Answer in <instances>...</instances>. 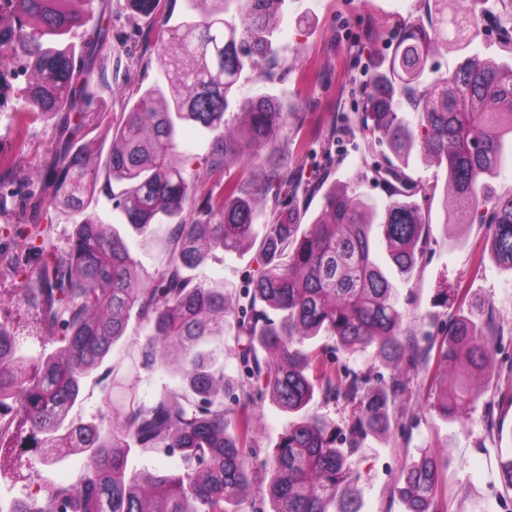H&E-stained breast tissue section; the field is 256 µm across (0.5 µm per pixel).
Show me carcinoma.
Here are the masks:
<instances>
[{
	"label": "carcinoma",
	"mask_w": 512,
	"mask_h": 512,
	"mask_svg": "<svg viewBox=\"0 0 512 512\" xmlns=\"http://www.w3.org/2000/svg\"><path fill=\"white\" fill-rule=\"evenodd\" d=\"M7 2L17 23L0 29V98L12 97L14 112L57 120L61 157L45 176L51 192L37 190L31 219L43 261L35 286L20 289L17 300L39 310L46 339L61 346L33 357L0 323V454L33 439L49 467L75 450L87 455L69 482L46 484L41 512H235L261 470L271 474L268 499L252 512H266L267 501L271 512H361L349 459L366 436L390 428L403 383L396 374L375 385L356 373L342 376L314 340L327 336L347 353L371 347L377 361L397 370L427 372L432 360L459 364V378L443 380L430 404L446 420L472 401L469 385L489 372L496 331L489 319L463 311L467 294L454 291L462 312L441 339L421 348L403 327L389 272L410 277L429 234L417 198L430 199L437 186L407 173L413 152L445 170L447 221L489 225L486 249L512 271V193L491 191L504 152L512 151V64L474 52L445 73L429 65L440 48L471 46L488 22L512 55V0H425L424 16L398 32L394 55L372 65L353 120L395 157L375 170L387 188L384 208L370 203L357 180H321V212L306 228L297 200L308 188L292 183L278 99L235 96L244 72L272 76L278 49L271 19L288 0H184L175 23L162 0H126L131 11L158 20V77L118 123L89 110L109 87L96 68L112 49L104 12L87 15L89 0ZM17 59L32 75L22 87L10 80ZM408 101L422 112L416 127L404 115ZM190 123L209 143L202 176H187L179 160L180 134ZM92 133L111 140L103 158L86 149ZM237 160L246 161L240 176L222 180ZM212 180L215 187L204 190ZM102 196L137 234L165 226L163 261L149 284L124 235L99 215ZM258 196L270 200L268 212L258 209ZM58 209L73 224L63 249L40 227ZM376 230L386 244L384 264L372 249ZM254 243L262 267L234 307L224 283L199 270L218 249L239 252ZM230 318L243 371L237 382L224 375L219 340ZM132 319L143 341L130 365L103 376L110 383L101 400L111 416L69 418ZM139 369L171 382L146 400L128 383ZM232 388L229 407L224 393ZM317 396L345 403L341 431L306 415ZM266 397L293 420L261 460L250 408ZM169 450L179 456L174 472L129 466L137 452ZM446 468L428 452L403 467L405 512H440Z\"/></svg>",
	"instance_id": "1"
}]
</instances>
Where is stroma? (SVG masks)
Listing matches in <instances>:
<instances>
[{
    "label": "stroma",
    "instance_id": "obj_1",
    "mask_svg": "<svg viewBox=\"0 0 512 512\" xmlns=\"http://www.w3.org/2000/svg\"><path fill=\"white\" fill-rule=\"evenodd\" d=\"M112 14V52L98 59L112 90L93 104L94 110L119 117L137 87L157 76L153 41L155 24L126 8L125 0H101ZM424 12V0H288L278 22L279 58L272 78H241L236 96H277L288 114L291 170L303 181L327 178L346 181L363 174L362 190L374 205L386 194L373 179L375 166L386 164V145L368 142L359 131L335 135L349 123L348 89L358 69L374 58L391 56L395 33ZM58 134L51 120L0 112V162L11 171L8 192L0 194V249L17 252L15 266L0 268V322L13 327L23 349L38 354L48 344L35 308L17 305L14 295L35 278L39 253L15 241L25 223L34 186L55 162ZM430 221L424 255L411 279L395 278L404 327L420 345L440 337L458 311L456 303L436 305L438 289L460 288L477 312L491 315L498 331L492 347V369L474 383V403L458 419L444 420L430 408L435 377L455 378L450 364L431 373L405 372L404 391L392 407V425L382 435L367 436L351 468L360 492L361 512H404L396 482L405 461L428 448L445 458L448 468L440 498L446 512H505L512 491L499 475V457L512 453V273L484 247V224H445L442 194L423 205ZM257 248L216 253L202 274L243 293L258 271ZM290 417L270 400L252 408L251 423L259 448L273 447Z\"/></svg>",
    "mask_w": 512,
    "mask_h": 512
}]
</instances>
